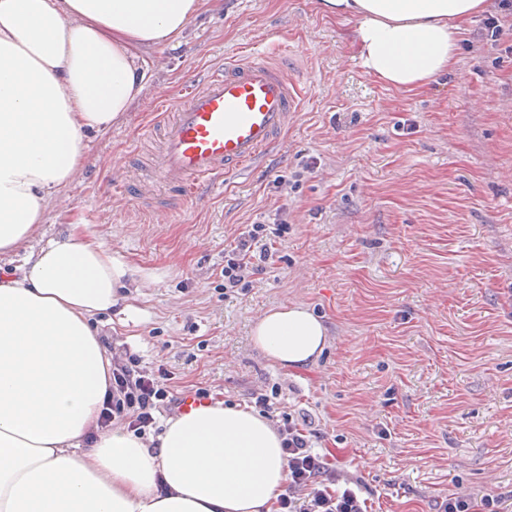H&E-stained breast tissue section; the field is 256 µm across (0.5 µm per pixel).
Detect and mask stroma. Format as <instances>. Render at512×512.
I'll list each match as a JSON object with an SVG mask.
<instances>
[{"mask_svg": "<svg viewBox=\"0 0 512 512\" xmlns=\"http://www.w3.org/2000/svg\"><path fill=\"white\" fill-rule=\"evenodd\" d=\"M494 5L464 25L451 72L404 91L365 73L357 16L324 0H206L179 39L147 51L143 94L86 137L28 248L92 225L130 269L119 306L95 318L99 338L165 366L181 395L246 408L277 390L371 512H436L460 489L512 502V36L485 30ZM244 45L300 60L308 110L239 184L152 222L173 189L149 167L160 137L136 129L158 96L180 101L189 78ZM132 145L151 185L138 198L109 180ZM279 210L282 261L225 295V247ZM281 306L323 323L314 362L282 367L254 345L256 322Z\"/></svg>", "mask_w": 512, "mask_h": 512, "instance_id": "35a3bbf8", "label": "stroma"}]
</instances>
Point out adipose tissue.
<instances>
[{
    "label": "adipose tissue",
    "mask_w": 512,
    "mask_h": 512,
    "mask_svg": "<svg viewBox=\"0 0 512 512\" xmlns=\"http://www.w3.org/2000/svg\"><path fill=\"white\" fill-rule=\"evenodd\" d=\"M359 18L366 74L412 89L451 70L484 0H327ZM204 0H0V258L28 241L48 199L75 178L82 143L145 88L137 51L180 37ZM128 273L88 224L0 278V512H271L287 479L260 415L221 404L168 419L148 440L101 429L112 361L93 317ZM253 342L284 367L324 348L300 306L265 314Z\"/></svg>",
    "instance_id": "1"
}]
</instances>
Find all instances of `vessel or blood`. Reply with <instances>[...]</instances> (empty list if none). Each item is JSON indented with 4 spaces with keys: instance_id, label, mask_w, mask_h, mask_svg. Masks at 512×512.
<instances>
[{
    "instance_id": "b4317fda",
    "label": "vessel or blood",
    "mask_w": 512,
    "mask_h": 512,
    "mask_svg": "<svg viewBox=\"0 0 512 512\" xmlns=\"http://www.w3.org/2000/svg\"><path fill=\"white\" fill-rule=\"evenodd\" d=\"M305 104L300 74L270 52L235 54L191 82L183 101L165 105L141 129L145 138L161 134L157 171L179 188L158 210L157 221L201 206L209 192L235 183L283 147Z\"/></svg>"
}]
</instances>
